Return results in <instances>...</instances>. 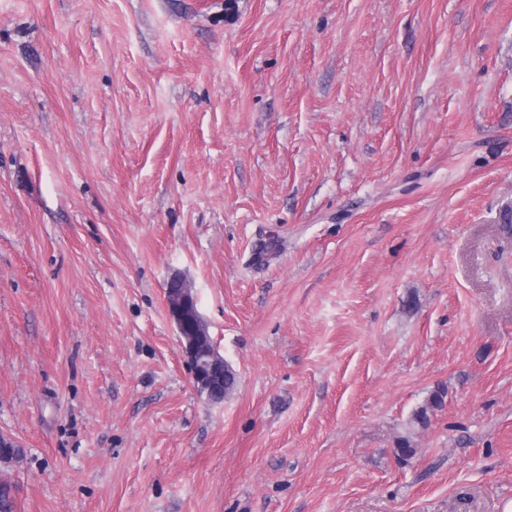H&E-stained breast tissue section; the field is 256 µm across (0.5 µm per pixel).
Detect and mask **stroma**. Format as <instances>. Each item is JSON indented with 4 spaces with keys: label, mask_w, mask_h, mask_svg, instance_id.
I'll use <instances>...</instances> for the list:
<instances>
[{
    "label": "stroma",
    "mask_w": 512,
    "mask_h": 512,
    "mask_svg": "<svg viewBox=\"0 0 512 512\" xmlns=\"http://www.w3.org/2000/svg\"><path fill=\"white\" fill-rule=\"evenodd\" d=\"M510 208L512 0H0L14 512H503ZM169 306L170 314L179 330L181 345L187 362L193 385L197 392L204 394L208 400H213L224 392L222 385V372L224 374V358L215 350H207L197 336H201L208 346H211L210 336L205 329L206 336L201 330L194 329L185 333L187 327L198 324L200 320L197 302L189 289L179 290L178 298ZM185 336V337H183Z\"/></svg>",
    "instance_id": "35a3bbf8"
}]
</instances>
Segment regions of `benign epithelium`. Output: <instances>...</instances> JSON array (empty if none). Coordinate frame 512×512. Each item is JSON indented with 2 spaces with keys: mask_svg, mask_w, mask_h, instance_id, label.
Masks as SVG:
<instances>
[{
  "mask_svg": "<svg viewBox=\"0 0 512 512\" xmlns=\"http://www.w3.org/2000/svg\"><path fill=\"white\" fill-rule=\"evenodd\" d=\"M180 285L179 280H173L168 285L170 289H179V296L169 305V311L181 336V345L187 357L193 385L197 392L212 400L224 392V385H222L224 358L216 350L204 348L199 340V336L202 335L201 330L194 329L189 333L186 332L187 327L198 324L200 316L195 297L190 290L182 289Z\"/></svg>",
  "mask_w": 512,
  "mask_h": 512,
  "instance_id": "benign-epithelium-1",
  "label": "benign epithelium"
}]
</instances>
